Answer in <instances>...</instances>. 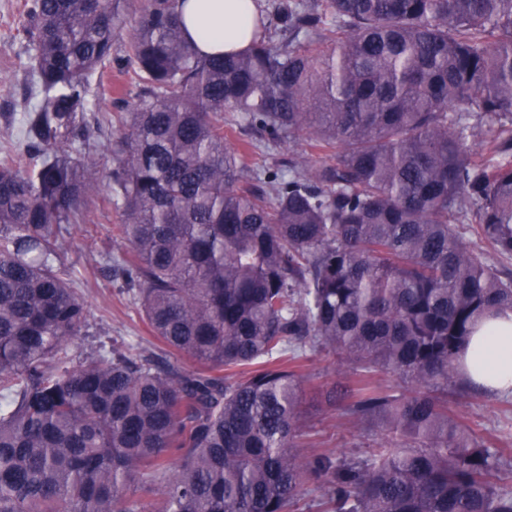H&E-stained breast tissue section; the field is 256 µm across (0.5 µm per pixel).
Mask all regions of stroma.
<instances>
[{
	"label": "stroma",
	"instance_id": "35a3bbf8",
	"mask_svg": "<svg viewBox=\"0 0 512 512\" xmlns=\"http://www.w3.org/2000/svg\"><path fill=\"white\" fill-rule=\"evenodd\" d=\"M25 0H0V157L22 149L18 122L26 106L29 79L27 55L18 29L23 21ZM128 32L114 40V60L100 69L92 85L90 121L109 126L117 116L130 112L138 80L133 67L116 65V58L126 56ZM227 145L240 151L246 163L258 175L282 168L291 157L320 161L304 138L267 148L253 134H229ZM122 221V202L108 190H100L86 224L66 234L59 261L66 266L83 268L85 277L76 291L88 310V337L82 345L90 349L101 345H121L131 352H155L166 355L168 362L189 367L188 359L167 354L154 341L142 320L141 311L127 293L117 262L126 246L113 234ZM307 403L303 423L308 440L317 449H332L346 455L364 454L383 439L381 427L373 422L356 423L337 406L324 399L326 391L350 388L357 376L350 365L338 364L334 353L324 351L310 358L304 369ZM448 408L464 425L482 437L497 441L505 458L512 463V395L474 394L452 383L448 386Z\"/></svg>",
	"mask_w": 512,
	"mask_h": 512
}]
</instances>
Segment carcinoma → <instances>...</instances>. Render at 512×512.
<instances>
[{
    "label": "carcinoma",
    "instance_id": "1",
    "mask_svg": "<svg viewBox=\"0 0 512 512\" xmlns=\"http://www.w3.org/2000/svg\"><path fill=\"white\" fill-rule=\"evenodd\" d=\"M27 0L22 151L0 161V512H512V466L436 391L478 322L512 311V0H279L248 49L203 54L178 0ZM130 31L133 110L91 149V77ZM329 51L312 44L329 28ZM280 35L273 40L269 31ZM234 126L304 158L253 183ZM497 123L474 151L471 113ZM105 186L127 290L190 370L78 351L87 309L57 263ZM330 350L347 410L388 439L304 455L302 361ZM393 372L404 385L383 388Z\"/></svg>",
    "mask_w": 512,
    "mask_h": 512
}]
</instances>
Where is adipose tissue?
<instances>
[{"instance_id":"adipose-tissue-1","label":"adipose tissue","mask_w":512,"mask_h":512,"mask_svg":"<svg viewBox=\"0 0 512 512\" xmlns=\"http://www.w3.org/2000/svg\"><path fill=\"white\" fill-rule=\"evenodd\" d=\"M185 38L201 53L236 51L250 43L257 0H181ZM472 379L496 392H512V312L483 325L466 351Z\"/></svg>"}]
</instances>
